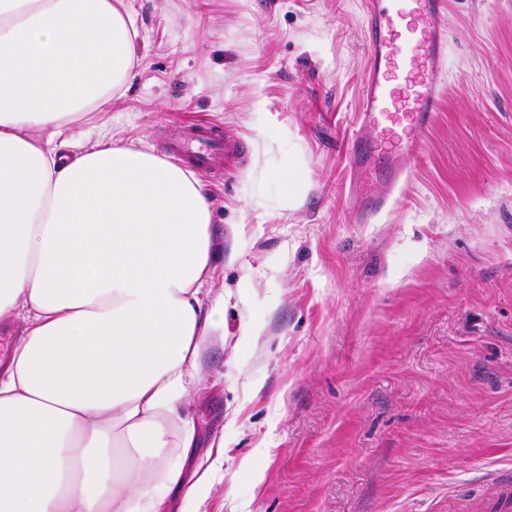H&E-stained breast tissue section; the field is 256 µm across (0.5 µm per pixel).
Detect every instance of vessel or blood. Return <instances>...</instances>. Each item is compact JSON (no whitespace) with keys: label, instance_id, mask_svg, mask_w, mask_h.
<instances>
[{"label":"vessel or blood","instance_id":"obj_1","mask_svg":"<svg viewBox=\"0 0 512 512\" xmlns=\"http://www.w3.org/2000/svg\"><path fill=\"white\" fill-rule=\"evenodd\" d=\"M445 12L446 0H367L360 129L347 146L350 175L362 186L350 205L362 223L397 202L440 108L448 62ZM167 150L218 174L239 147L213 128L192 123L168 142Z\"/></svg>","mask_w":512,"mask_h":512}]
</instances>
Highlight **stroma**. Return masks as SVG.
I'll list each match as a JSON object with an SVG mask.
<instances>
[{
    "instance_id": "stroma-1",
    "label": "stroma",
    "mask_w": 512,
    "mask_h": 512,
    "mask_svg": "<svg viewBox=\"0 0 512 512\" xmlns=\"http://www.w3.org/2000/svg\"><path fill=\"white\" fill-rule=\"evenodd\" d=\"M141 61L74 127L164 155L191 121L242 142L213 202L224 339L183 476L199 512H501L512 487V0H448L441 108L400 202L346 211L365 0H131ZM264 113L255 125V113ZM299 150L296 207L276 176ZM252 192H245L247 177ZM224 465L213 469L217 447Z\"/></svg>"
}]
</instances>
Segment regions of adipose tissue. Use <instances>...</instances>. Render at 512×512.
I'll return each instance as SVG.
<instances>
[{"instance_id":"1","label":"adipose tissue","mask_w":512,"mask_h":512,"mask_svg":"<svg viewBox=\"0 0 512 512\" xmlns=\"http://www.w3.org/2000/svg\"><path fill=\"white\" fill-rule=\"evenodd\" d=\"M129 0H0V512H198L183 406L224 331L211 196L132 145L76 147L137 66ZM47 138L35 137V130Z\"/></svg>"}]
</instances>
